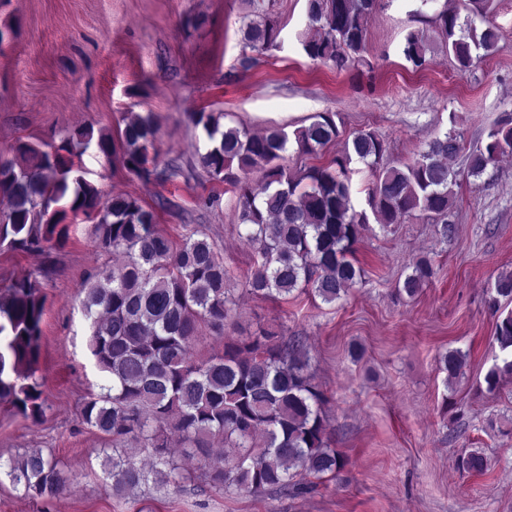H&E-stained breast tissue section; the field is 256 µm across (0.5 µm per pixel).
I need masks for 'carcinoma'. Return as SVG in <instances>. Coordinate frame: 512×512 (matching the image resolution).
Instances as JSON below:
<instances>
[{
    "label": "carcinoma",
    "mask_w": 512,
    "mask_h": 512,
    "mask_svg": "<svg viewBox=\"0 0 512 512\" xmlns=\"http://www.w3.org/2000/svg\"><path fill=\"white\" fill-rule=\"evenodd\" d=\"M488 0H461L462 8L443 9L422 19L466 74L473 52L489 55L498 42L487 16ZM243 42L249 52L240 65L250 69L281 44L282 28L271 19L264 0H247ZM378 0H307L308 27L298 40L315 64L338 72L367 59V23ZM431 43L422 30L408 32L403 55L416 70L431 61ZM206 144L199 154L213 181L237 195L240 237L257 257L246 277L247 291L262 298L308 290L333 303L362 281L355 259L360 230L370 220L385 229L416 211L448 223L453 179L448 159L462 151L460 135L450 129L432 139L415 158L399 165L387 159L384 139L363 129L345 139L326 165L294 172L282 164L289 149L316 156L337 141L336 113L323 112L288 133L273 127L261 134L247 127L224 126L213 112H193ZM156 126L151 116L132 118L121 132V163L144 182L157 180ZM94 150L111 158L112 135L82 127L59 142L18 141L0 153V250L36 253L51 263V249L67 242L71 227L93 221L96 247L121 260L89 273L82 307L89 322L88 349L105 377L100 392L81 411V423L112 448L104 471L116 496L147 485L178 488L188 478L168 450L178 435L197 448L222 438L236 448L230 457L205 455L199 470L216 491L236 489L300 490L307 476H334L344 462L327 442L323 396L307 374V360L286 347L274 332L261 329L244 341L224 343V351L206 358L193 354L201 325L219 337L236 313L226 283L228 271L216 244L199 230L173 242L156 224L155 212L128 195L104 197L88 181L81 158ZM512 153V113L500 116L485 145L466 156L468 173L478 176ZM364 164L374 180L365 206L355 205L354 165ZM261 172L259 182L249 174ZM28 272L0 289V404L38 419L45 398L36 372L42 356V320L46 297L39 277ZM434 276L432 261L419 256L397 292L413 297ZM488 308L497 315L494 340L502 352L484 377L486 391L512 375V272L500 273L487 291ZM468 354L460 349L439 358V370L452 381L462 374ZM484 452L461 455V469L482 473ZM23 494L50 502L70 488L56 459L32 450L0 462V478Z\"/></svg>",
    "instance_id": "obj_1"
}]
</instances>
